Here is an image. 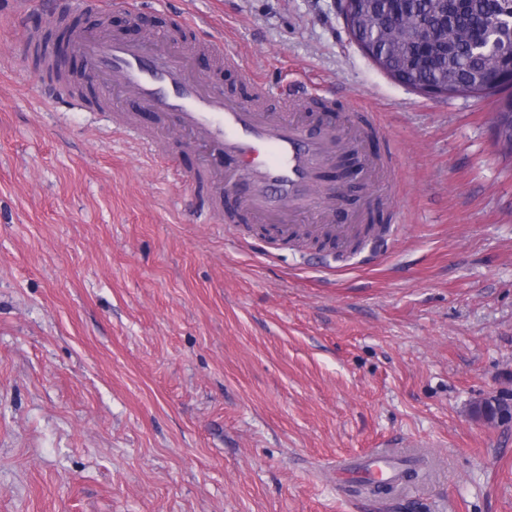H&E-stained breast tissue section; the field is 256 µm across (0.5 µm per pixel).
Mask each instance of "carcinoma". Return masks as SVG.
<instances>
[{
  "instance_id": "cac0c4a2",
  "label": "carcinoma",
  "mask_w": 512,
  "mask_h": 512,
  "mask_svg": "<svg viewBox=\"0 0 512 512\" xmlns=\"http://www.w3.org/2000/svg\"><path fill=\"white\" fill-rule=\"evenodd\" d=\"M512 21V0H356L352 27L378 48L388 74L405 86H443L452 95L491 94L489 76L512 58L504 26L496 49L476 55L485 20Z\"/></svg>"
}]
</instances>
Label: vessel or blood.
<instances>
[{
    "label": "vessel or blood",
    "instance_id": "b4317fda",
    "mask_svg": "<svg viewBox=\"0 0 512 512\" xmlns=\"http://www.w3.org/2000/svg\"><path fill=\"white\" fill-rule=\"evenodd\" d=\"M23 46L35 49L47 68L56 64L51 41L36 32L27 33ZM234 63L223 43L202 38L189 44L150 35L138 41L110 36L101 30H75L69 42L71 53L84 60L97 95L112 93L151 112L162 113L178 130L187 133L190 144L237 160V170L225 172L219 188L207 195V209L231 224L235 216L225 210V198L234 199L250 217L270 220L288 230L296 213L311 211L316 203L332 210L334 203L317 183L318 170L337 153L362 154L367 177L391 172L388 159L365 157L368 131L336 129L328 125L308 128L292 111L305 99L266 81L254 80L259 97L278 98L280 109L268 112L217 88L197 75L187 64L200 49ZM348 484L371 480L398 483L401 465L384 453H372L336 467Z\"/></svg>",
    "mask_w": 512,
    "mask_h": 512
}]
</instances>
